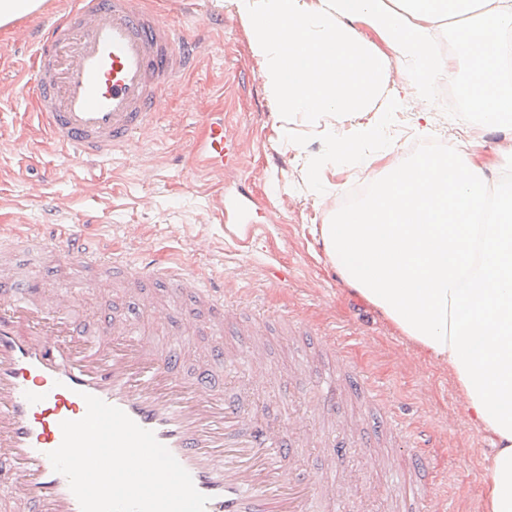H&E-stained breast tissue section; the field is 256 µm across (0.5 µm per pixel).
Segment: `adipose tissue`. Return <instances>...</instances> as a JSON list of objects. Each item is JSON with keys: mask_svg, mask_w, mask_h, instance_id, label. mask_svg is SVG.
Here are the masks:
<instances>
[{"mask_svg": "<svg viewBox=\"0 0 512 512\" xmlns=\"http://www.w3.org/2000/svg\"><path fill=\"white\" fill-rule=\"evenodd\" d=\"M259 59L281 143L311 125L326 153L305 165L314 186L337 160H361L379 129L371 112L404 98L427 103L455 82L483 128L512 122V0H224ZM467 19L453 59L435 48L438 24ZM373 33L363 39L359 28ZM414 77L389 89L392 64ZM352 132L338 136L337 127ZM512 162L448 150L387 163L370 194L320 227L323 249L361 296L428 360L447 366L465 412L492 447L483 512H512Z\"/></svg>", "mask_w": 512, "mask_h": 512, "instance_id": "1", "label": "adipose tissue"}]
</instances>
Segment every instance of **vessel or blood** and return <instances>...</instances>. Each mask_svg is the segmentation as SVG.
Wrapping results in <instances>:
<instances>
[{"label":"vessel or blood","instance_id":"b4317fda","mask_svg":"<svg viewBox=\"0 0 512 512\" xmlns=\"http://www.w3.org/2000/svg\"><path fill=\"white\" fill-rule=\"evenodd\" d=\"M201 48L150 17L141 0H70L37 36L39 121L75 159L109 157L153 128L158 102ZM226 143L223 124L213 123L194 153L220 169ZM37 245L84 270L129 271L122 255L90 250L73 229ZM163 275L190 297L187 323L204 311L207 328L223 325V289L183 264H168ZM75 296L68 289L43 298L29 279L0 271V498L10 512H80L48 454L62 442V422L85 415L87 393L153 431L209 496L206 512H310L322 496L334 512H347L335 465L316 478L292 467V454L307 440L264 418H246L212 375L218 353L200 355L197 375L183 379L179 351L148 341L122 315L91 326ZM317 389L322 414L335 417L344 397L335 372L321 374ZM392 498L396 512L439 508L414 483L393 485Z\"/></svg>","mask_w":512,"mask_h":512}]
</instances>
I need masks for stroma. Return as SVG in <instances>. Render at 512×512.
<instances>
[{"label":"stroma","instance_id":"stroma-1","mask_svg":"<svg viewBox=\"0 0 512 512\" xmlns=\"http://www.w3.org/2000/svg\"><path fill=\"white\" fill-rule=\"evenodd\" d=\"M69 2L47 0L40 13L0 28V234L49 236L83 224L95 243L125 252L131 269L179 260L215 284L261 293L269 306L266 326L249 325L250 308L242 303L225 308L224 328L214 337L184 333L181 312L189 299L162 279L151 280L150 288L170 304L166 319L143 315L121 279L112 286V307L139 323L153 342L180 341L188 350L211 342L230 353L261 349L275 372L260 394L272 417L289 406L304 421L318 422L314 381L324 370H336L349 391L339 413L351 434L376 429L389 409L421 427L428 436V478L447 512H478L490 449L467 419L447 367L423 359L372 306L351 295L320 242L318 227L344 210L343 193L359 179L379 177V167L338 164L329 187L313 190L304 163L278 141V122L247 32L215 0H147L151 16L201 38L204 52L172 86L151 131L107 160L74 165L38 120L30 91L35 46L17 36L19 29L36 30L49 16L64 13ZM218 15L223 25L208 26V18ZM423 110L432 116L426 127L417 120ZM210 121L223 122L232 133L237 169L193 161L192 146ZM477 125L474 113L441 97L427 105L413 99L386 115L370 150L407 161L412 142L444 139L459 150L476 137L490 157L512 146V127L480 133ZM242 191L255 229L245 239L227 229L221 210L223 198ZM10 263L47 292L70 286L57 262L32 248L13 246ZM282 311L296 314L300 327L281 322ZM334 336L351 337L349 357H335ZM361 371L381 385L379 403H367L354 391ZM409 453L394 445L360 448L337 459L353 512H394L386 489L393 479L414 478Z\"/></svg>","mask_w":512,"mask_h":512}]
</instances>
